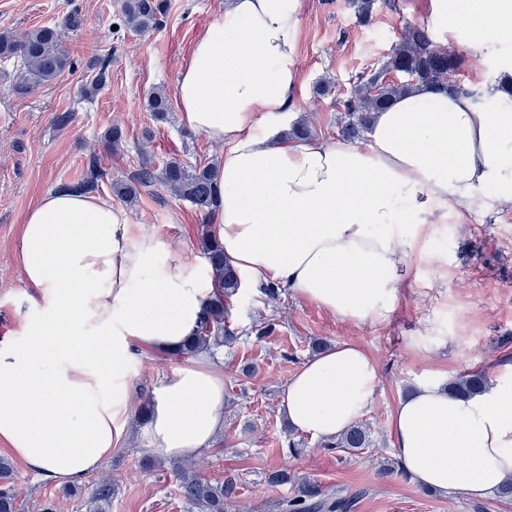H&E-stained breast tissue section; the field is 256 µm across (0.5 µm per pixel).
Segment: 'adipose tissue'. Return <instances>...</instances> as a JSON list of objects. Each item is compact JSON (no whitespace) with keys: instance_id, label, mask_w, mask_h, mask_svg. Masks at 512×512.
<instances>
[{"instance_id":"adipose-tissue-1","label":"adipose tissue","mask_w":512,"mask_h":512,"mask_svg":"<svg viewBox=\"0 0 512 512\" xmlns=\"http://www.w3.org/2000/svg\"><path fill=\"white\" fill-rule=\"evenodd\" d=\"M302 21L303 0H224L180 70L181 120L224 146L211 222L229 265L347 323L381 324L449 215L479 213L489 189L512 209V0H426L422 28L470 51L481 102L417 85L354 143L286 136ZM17 260L37 307L0 344V442L44 481L81 485L124 446L137 349L178 348L214 279L186 245L72 190L28 210ZM378 384L374 359L342 342L291 377L281 408L295 430L330 440ZM224 402L223 364L202 353L154 385L139 439L164 460L193 459L222 430ZM391 433L419 485L487 497L512 479V364L473 397L426 373L398 399Z\"/></svg>"}]
</instances>
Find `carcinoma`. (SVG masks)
<instances>
[{
  "label": "carcinoma",
  "mask_w": 512,
  "mask_h": 512,
  "mask_svg": "<svg viewBox=\"0 0 512 512\" xmlns=\"http://www.w3.org/2000/svg\"><path fill=\"white\" fill-rule=\"evenodd\" d=\"M377 0H350L359 22L368 23L373 17ZM164 0H123L120 21L137 32L157 27L165 15ZM11 61L15 66V90L19 94L33 92L51 84L72 61L66 51L61 32L52 27H37L17 34L9 29L0 31V61ZM463 58L452 49L434 46L417 24H408L401 38L391 47L380 68L371 74H360L351 92L336 100L337 111L344 113L341 137L353 141L368 130L371 115L391 102L398 93L417 83L442 85L450 91L464 88L456 80ZM148 108L158 119L170 111L168 93L159 89L148 98ZM160 183L175 196L190 202L204 216L213 213L217 203V183L213 167L188 168L174 160L161 167L144 165L134 182L116 181L112 192L121 199H134L137 187H151ZM200 249L215 277L213 298L204 310L200 324L177 350L178 355H194L220 344L225 332L224 319L228 315L226 300L237 294L240 280L224 261V249L218 242L212 225L204 224L199 236ZM489 383L482 371L470 372L450 383V389L465 395L480 393ZM371 446L367 428L360 424L350 426L334 441L323 443L329 450L344 453L360 451ZM18 477L12 464L0 457V512H21L17 487ZM180 492L195 512H226L234 502L235 485L227 481L214 485L193 471L181 469ZM112 479L95 484L91 502L96 512L112 502ZM352 501L333 496L320 485L304 482L292 496L277 503L278 512H350Z\"/></svg>",
  "instance_id": "obj_1"
}]
</instances>
